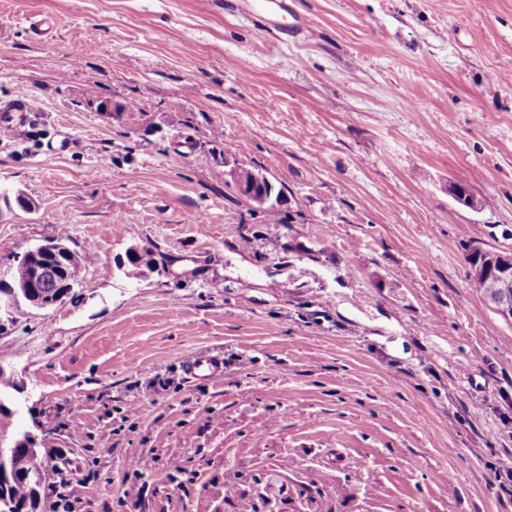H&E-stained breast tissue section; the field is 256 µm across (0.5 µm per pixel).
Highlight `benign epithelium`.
<instances>
[{
	"label": "benign epithelium",
	"instance_id": "1",
	"mask_svg": "<svg viewBox=\"0 0 512 512\" xmlns=\"http://www.w3.org/2000/svg\"><path fill=\"white\" fill-rule=\"evenodd\" d=\"M232 183L238 193L260 207L269 208L279 202L274 196L275 189L270 180L247 168H238L231 173ZM478 262L473 266L472 274L475 284L489 277H498L512 284V255L484 250L476 247L472 250ZM75 259V252L59 239H49L29 251L23 257L27 273L15 283L10 290V298L0 301V313L11 311L14 298L18 295L26 298L38 308L62 304L69 296L65 284L59 281L62 269ZM21 444L28 449L30 472L38 475L45 473L46 467L35 437L26 432Z\"/></svg>",
	"mask_w": 512,
	"mask_h": 512
}]
</instances>
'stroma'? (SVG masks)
<instances>
[{"label": "stroma", "instance_id": "35a3bbf8", "mask_svg": "<svg viewBox=\"0 0 512 512\" xmlns=\"http://www.w3.org/2000/svg\"><path fill=\"white\" fill-rule=\"evenodd\" d=\"M286 2L0 0V104L33 111L0 289L58 232L92 258L0 326V445L31 432L76 512L135 470L139 512H512V323L468 262L512 254V0ZM231 177L233 185L241 196L268 209L270 217L275 216V206L279 202L280 196L279 198L277 195L274 197V186L265 175L247 168H238L231 173ZM269 207L271 208L269 209ZM182 364L186 375L190 379L201 376V373H208L207 376H213L221 369V363L217 358L195 354L186 356Z\"/></svg>", "mask_w": 512, "mask_h": 512}]
</instances>
